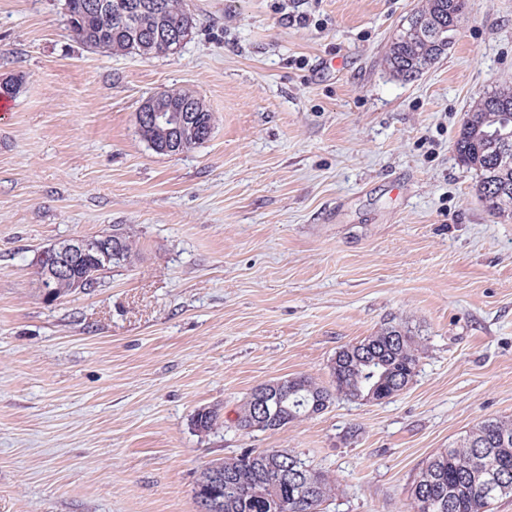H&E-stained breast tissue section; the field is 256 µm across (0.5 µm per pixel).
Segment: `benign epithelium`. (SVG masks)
<instances>
[{"label": "benign epithelium", "instance_id": "7a95c632", "mask_svg": "<svg viewBox=\"0 0 512 512\" xmlns=\"http://www.w3.org/2000/svg\"><path fill=\"white\" fill-rule=\"evenodd\" d=\"M189 35L185 30L176 31L161 44L158 53L167 54L179 49ZM206 111L203 100L196 95H189L179 113L163 103L162 96L155 94L146 99L136 113V122L140 127H153L164 134V140L154 144L158 153L178 155L183 153L188 142H202L209 138L212 128L197 125L198 113ZM100 254L99 267H108L112 260L123 257L119 240L102 242L98 239L75 238L63 241L43 250L36 260V277L39 288L47 297L53 295V284L70 270L81 263L89 253Z\"/></svg>", "mask_w": 512, "mask_h": 512}]
</instances>
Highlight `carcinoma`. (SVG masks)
<instances>
[{"label":"carcinoma","mask_w":512,"mask_h":512,"mask_svg":"<svg viewBox=\"0 0 512 512\" xmlns=\"http://www.w3.org/2000/svg\"><path fill=\"white\" fill-rule=\"evenodd\" d=\"M155 0H70L68 25L73 38L94 51L148 56L154 45L176 29L195 28L183 0H165L160 16ZM466 0H426L392 43L387 64L409 80L439 56L438 36H451L465 14ZM512 120V88L489 93L466 113L455 150L460 163L477 175L476 191L497 219L512 220V144L493 137ZM419 345L399 326H388L342 348L331 366V384L306 375L292 378L280 398L276 431L295 420L323 413L334 400L378 401L406 387L418 373ZM259 406L250 393L238 411L237 425L246 431ZM219 414L202 408L194 427L207 433ZM209 479L197 482L196 502L214 512H321L336 490L327 473L314 469L286 449L247 450L205 468ZM512 494V421L487 418L455 447L423 463L410 488L411 512H486L499 497Z\"/></svg>","instance_id":"1"}]
</instances>
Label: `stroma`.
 <instances>
[{"label":"stroma","instance_id":"stroma-1","mask_svg":"<svg viewBox=\"0 0 512 512\" xmlns=\"http://www.w3.org/2000/svg\"><path fill=\"white\" fill-rule=\"evenodd\" d=\"M186 2L187 43L139 56L85 48L64 0H0V79L24 78L0 97V512H199L210 462L266 448L335 478L324 512H408L425 459L512 421V221L455 151L512 85V0H468L406 81L385 59L425 0ZM169 89L214 116L176 156L136 124ZM116 224L135 260L45 297L38 254ZM389 325L421 347L400 394L238 429L258 384H329Z\"/></svg>","mask_w":512,"mask_h":512}]
</instances>
